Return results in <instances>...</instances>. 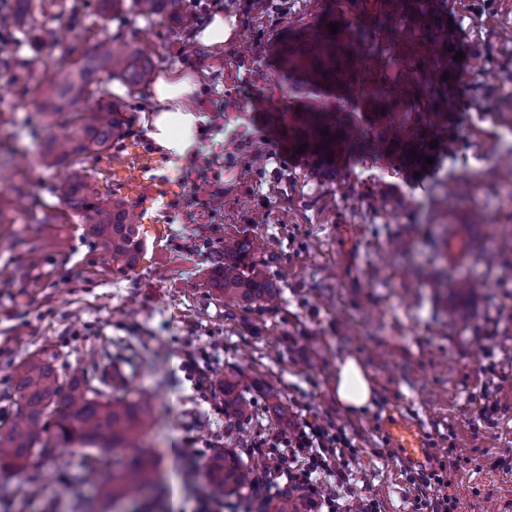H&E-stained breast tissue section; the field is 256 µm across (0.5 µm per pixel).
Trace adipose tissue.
<instances>
[{"mask_svg": "<svg viewBox=\"0 0 512 512\" xmlns=\"http://www.w3.org/2000/svg\"><path fill=\"white\" fill-rule=\"evenodd\" d=\"M196 83L191 74L170 72L158 77L152 96L159 102L157 111L149 114L145 125L155 143L168 152L172 168L194 156L200 125L203 121L193 108L191 98ZM337 402L346 410L361 412L373 400V387L363 366L355 358L339 363L336 371Z\"/></svg>", "mask_w": 512, "mask_h": 512, "instance_id": "adipose-tissue-1", "label": "adipose tissue"}]
</instances>
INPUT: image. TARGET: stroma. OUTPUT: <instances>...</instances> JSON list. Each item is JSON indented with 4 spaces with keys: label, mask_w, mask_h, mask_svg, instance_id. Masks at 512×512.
I'll list each match as a JSON object with an SVG mask.
<instances>
[{
    "label": "stroma",
    "mask_w": 512,
    "mask_h": 512,
    "mask_svg": "<svg viewBox=\"0 0 512 512\" xmlns=\"http://www.w3.org/2000/svg\"><path fill=\"white\" fill-rule=\"evenodd\" d=\"M70 2L42 0L35 14L66 34L53 58L35 56L22 28L0 30V147L14 151L0 161L9 186L0 193V380L34 352L80 375L89 351L106 370L110 354L124 351L116 366L153 397L146 442L162 489L100 499L83 481L89 449L75 444L42 463L40 485L13 475L15 496L0 512H75L74 497L55 494L74 482L96 512H200L204 456L234 448L262 475L264 439L311 414L351 446L349 484L324 483L338 499L371 496L381 512H410L412 471L387 432L400 419L422 425L427 468L458 459L447 488L458 512H512V260L491 266L469 249L512 232V162L499 147L512 139V0H434L463 59L433 164L397 174L354 160L333 182L311 177L288 141L293 101L276 57L328 0H219L206 11L182 0L183 16L149 20L103 19L98 0H81L74 14ZM218 14L235 17L232 38L198 47L197 33ZM111 37L132 41L156 73L207 69L193 96L204 118L199 161L176 173L141 121L156 106L147 89L108 83L129 119L113 157L148 156L168 186L139 216L145 248L129 268L113 265L58 200L67 169L38 151L41 136L65 131L38 111L39 80ZM239 235L252 240L276 290L250 307L208 285L214 248ZM464 276L472 291L461 295ZM349 356L374 386L372 406L355 414L334 392L337 364ZM202 372L236 376L252 416H225L199 388ZM276 401L287 420L274 414ZM189 439L201 458L187 459Z\"/></svg>",
    "instance_id": "stroma-1"
}]
</instances>
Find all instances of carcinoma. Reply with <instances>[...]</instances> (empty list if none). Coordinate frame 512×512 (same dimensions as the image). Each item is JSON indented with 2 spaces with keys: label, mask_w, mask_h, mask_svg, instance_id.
I'll use <instances>...</instances> for the list:
<instances>
[{
  "label": "carcinoma",
  "mask_w": 512,
  "mask_h": 512,
  "mask_svg": "<svg viewBox=\"0 0 512 512\" xmlns=\"http://www.w3.org/2000/svg\"><path fill=\"white\" fill-rule=\"evenodd\" d=\"M175 0H99L103 16L132 11L144 19L172 13ZM356 0H334L314 23L294 33L280 53L282 75L297 107L288 115V134L295 145H307L303 156L310 174L334 181L349 158L371 154L394 171L411 169L427 158L448 109V86L454 57L448 53V29L423 8L420 0H376L372 10L352 22L345 11ZM397 20L400 26L391 25ZM338 26L337 31L329 28ZM31 47L51 56L60 43L56 31H30ZM400 64V76L388 71ZM151 59L124 40L106 39L79 60L56 66L40 95L39 110L63 118L70 128L64 140L48 137L42 155L51 165L73 168L57 187L58 197L88 227L96 245L112 263L131 266L143 241L134 223L132 203L99 191L83 175L84 163H97L124 135L125 104L101 86L103 77L130 87L149 83ZM363 95L368 112L357 123L356 112L341 104L343 95ZM247 237L225 244L214 257L209 284L237 303L252 305L272 292L265 271L252 259ZM56 356L28 354L11 364L9 383L0 399V472L25 471L35 455L53 460L76 442L134 449L102 486L106 500H134L156 488V456L138 446L152 417L151 402L128 399L121 383L108 380L90 359L91 372L70 376L55 365ZM224 397V415L244 419L252 403L239 391V380L226 376L215 385ZM205 479L219 494H237L252 483V472L233 449L213 453Z\"/></svg>",
  "instance_id": "carcinoma-1"
}]
</instances>
